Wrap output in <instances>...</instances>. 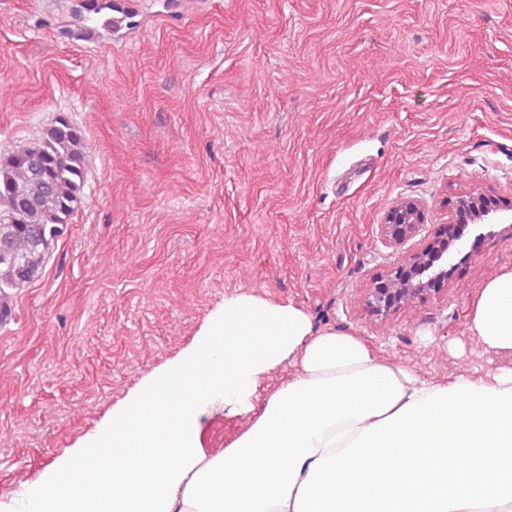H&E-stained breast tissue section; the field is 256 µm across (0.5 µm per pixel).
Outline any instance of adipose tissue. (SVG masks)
<instances>
[{
    "label": "adipose tissue",
    "instance_id": "ef3b65f1",
    "mask_svg": "<svg viewBox=\"0 0 512 512\" xmlns=\"http://www.w3.org/2000/svg\"><path fill=\"white\" fill-rule=\"evenodd\" d=\"M466 334L512 354V270L485 281ZM219 401L244 422L211 453L198 413ZM94 446L112 453L90 487L72 497L67 466L47 512H512V368L423 380L293 304L238 296Z\"/></svg>",
    "mask_w": 512,
    "mask_h": 512
}]
</instances>
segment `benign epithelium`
I'll list each match as a JSON object with an SVG mask.
<instances>
[{
	"instance_id": "obj_1",
	"label": "benign epithelium",
	"mask_w": 512,
	"mask_h": 512,
	"mask_svg": "<svg viewBox=\"0 0 512 512\" xmlns=\"http://www.w3.org/2000/svg\"><path fill=\"white\" fill-rule=\"evenodd\" d=\"M422 205L413 199L398 198L379 225L382 241L400 248L420 231ZM489 224H501V232L512 234V199L482 190L457 197L454 219L439 228L431 242L420 250L406 253L387 275L376 278L365 289L366 306L386 319L401 309L448 290L458 254L477 252L495 232L481 231Z\"/></svg>"
}]
</instances>
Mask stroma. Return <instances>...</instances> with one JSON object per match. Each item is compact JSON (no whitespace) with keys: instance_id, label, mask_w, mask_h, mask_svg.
<instances>
[{"instance_id":"stroma-1","label":"stroma","mask_w":512,"mask_h":512,"mask_svg":"<svg viewBox=\"0 0 512 512\" xmlns=\"http://www.w3.org/2000/svg\"><path fill=\"white\" fill-rule=\"evenodd\" d=\"M88 38L75 0H0V153L68 117L94 144L82 200L0 325V512L53 492L226 299L293 304L427 379L512 367L451 349L512 237L447 293L380 322L364 290L401 252L379 226L420 201L423 248L461 193L512 198V0H116ZM404 249V250H405ZM242 417L206 410L204 447Z\"/></svg>"}]
</instances>
